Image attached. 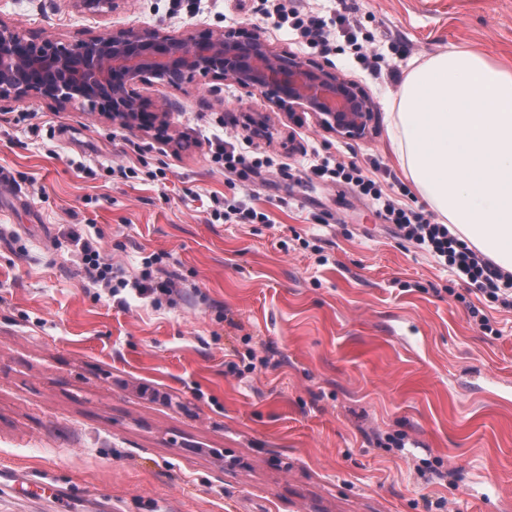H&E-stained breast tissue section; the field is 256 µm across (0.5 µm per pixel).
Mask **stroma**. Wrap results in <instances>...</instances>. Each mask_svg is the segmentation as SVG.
<instances>
[{"mask_svg": "<svg viewBox=\"0 0 512 512\" xmlns=\"http://www.w3.org/2000/svg\"><path fill=\"white\" fill-rule=\"evenodd\" d=\"M355 18L403 74L454 48L512 67V0H357ZM0 23L62 43L254 29L366 89L375 112L343 138L229 81L157 80L140 93L166 104L161 141L77 105L0 104V468L70 492L0 493V512H422L427 497L512 512V308L468 292L352 185L302 172L353 161L432 213L391 144L399 83L268 26L257 0H119L103 17L0 0ZM257 112L268 136L246 125ZM228 134L272 167L227 183L210 144ZM218 196L271 224L211 221ZM75 227L129 279L162 254L154 275L181 295L121 308L85 278ZM434 457L446 481L420 474Z\"/></svg>", "mask_w": 512, "mask_h": 512, "instance_id": "35a3bbf8", "label": "stroma"}]
</instances>
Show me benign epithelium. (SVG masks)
Returning a JSON list of instances; mask_svg holds the SVG:
<instances>
[{"label":"benign epithelium","instance_id":"1","mask_svg":"<svg viewBox=\"0 0 512 512\" xmlns=\"http://www.w3.org/2000/svg\"><path fill=\"white\" fill-rule=\"evenodd\" d=\"M76 2L104 16L117 0ZM197 75L229 80L279 111L309 112L327 130L349 138L362 136L374 116L365 90L323 64L273 49L256 31L199 38L128 30L63 44L28 40L0 24V102L38 98L59 106L80 104L126 128L162 137L164 104L148 111L138 86L159 79L179 88Z\"/></svg>","mask_w":512,"mask_h":512}]
</instances>
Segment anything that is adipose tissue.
Wrapping results in <instances>:
<instances>
[{
  "label": "adipose tissue",
  "mask_w": 512,
  "mask_h": 512,
  "mask_svg": "<svg viewBox=\"0 0 512 512\" xmlns=\"http://www.w3.org/2000/svg\"><path fill=\"white\" fill-rule=\"evenodd\" d=\"M391 140L464 240L512 273V71L457 49L406 75Z\"/></svg>",
  "instance_id": "obj_1"
}]
</instances>
